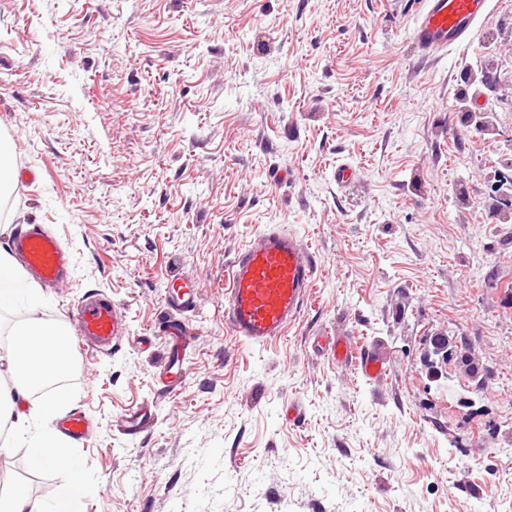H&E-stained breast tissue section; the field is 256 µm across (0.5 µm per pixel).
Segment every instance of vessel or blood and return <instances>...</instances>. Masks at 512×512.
Here are the masks:
<instances>
[{"label": "vessel or blood", "mask_w": 512, "mask_h": 512, "mask_svg": "<svg viewBox=\"0 0 512 512\" xmlns=\"http://www.w3.org/2000/svg\"><path fill=\"white\" fill-rule=\"evenodd\" d=\"M492 0H412L414 12L408 39L424 58L445 55L469 46L491 11ZM9 247L29 274L47 287H59L67 279L69 255L61 239L41 225L28 224L9 239ZM316 272V262L303 242L269 224L258 230L234 259L224 286V323L233 336L248 344H266L284 336L307 303V288ZM196 302L191 282L172 283L166 308L171 317L169 334L187 338L185 322L175 319L178 311H188ZM76 335L86 354L111 351L121 337L122 311L108 299L85 298L75 311ZM317 351L336 362L352 359L354 350L348 337L319 336ZM68 438L86 440L91 422L80 412L58 422Z\"/></svg>", "instance_id": "obj_1"}]
</instances>
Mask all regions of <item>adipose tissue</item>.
Instances as JSON below:
<instances>
[{
  "label": "adipose tissue",
  "mask_w": 512,
  "mask_h": 512,
  "mask_svg": "<svg viewBox=\"0 0 512 512\" xmlns=\"http://www.w3.org/2000/svg\"><path fill=\"white\" fill-rule=\"evenodd\" d=\"M36 291L27 287L14 259L0 250V308L38 304ZM12 377V388L0 392V427L9 429L6 447L27 449L37 467L66 464L67 490L48 500L32 498L23 488L0 494V512H74L88 489L82 470L51 422L62 405L57 394L30 402L29 397L48 382L71 373L74 367L71 334L61 321L25 319L15 322L9 347L0 355Z\"/></svg>",
  "instance_id": "obj_1"
}]
</instances>
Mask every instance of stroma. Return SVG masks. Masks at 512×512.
<instances>
[{
    "label": "stroma",
    "instance_id": "1",
    "mask_svg": "<svg viewBox=\"0 0 512 512\" xmlns=\"http://www.w3.org/2000/svg\"><path fill=\"white\" fill-rule=\"evenodd\" d=\"M408 25L403 0H0L6 222L71 259L37 314L68 323L97 294L128 331L74 349L61 387L93 423L71 450L91 484L76 512H512V220L492 190L512 161V0L438 59ZM267 224L318 270L258 346L224 325V277ZM179 278L198 305L167 392L156 329ZM319 333L384 373L313 351ZM436 336L464 337L471 365L431 374ZM141 406L148 431L117 428ZM0 463V486L40 499L67 482L23 448Z\"/></svg>",
    "mask_w": 512,
    "mask_h": 512
}]
</instances>
